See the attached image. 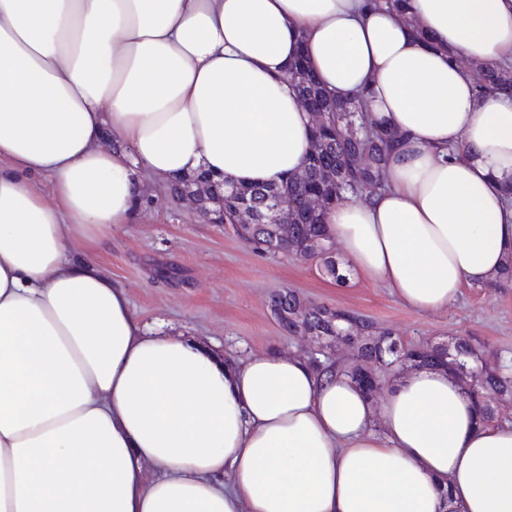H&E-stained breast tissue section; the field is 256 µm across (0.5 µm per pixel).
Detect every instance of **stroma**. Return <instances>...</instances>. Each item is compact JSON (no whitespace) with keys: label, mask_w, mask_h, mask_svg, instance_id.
I'll use <instances>...</instances> for the list:
<instances>
[{"label":"stroma","mask_w":512,"mask_h":512,"mask_svg":"<svg viewBox=\"0 0 512 512\" xmlns=\"http://www.w3.org/2000/svg\"><path fill=\"white\" fill-rule=\"evenodd\" d=\"M77 254L125 287L149 333L192 336L240 356L278 347L308 357L319 340L289 335L270 307L288 288L305 301L357 312L408 345L471 338L487 367L512 373V279L465 287L448 308L420 314L382 281L351 273L339 282L315 262L254 248L153 180L135 223L113 228L102 245H78Z\"/></svg>","instance_id":"obj_1"}]
</instances>
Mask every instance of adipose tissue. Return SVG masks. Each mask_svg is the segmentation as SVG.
I'll use <instances>...</instances> for the list:
<instances>
[{"mask_svg": "<svg viewBox=\"0 0 512 512\" xmlns=\"http://www.w3.org/2000/svg\"><path fill=\"white\" fill-rule=\"evenodd\" d=\"M299 57L398 141L326 211L345 267L423 314L512 261V97L469 71L512 59V0H0V512H512V423L447 372L376 406L294 352L148 335L73 255L147 180L299 172Z\"/></svg>", "mask_w": 512, "mask_h": 512, "instance_id": "1", "label": "adipose tissue"}]
</instances>
